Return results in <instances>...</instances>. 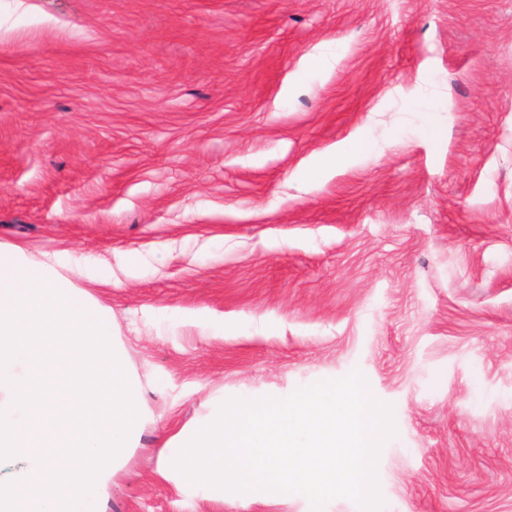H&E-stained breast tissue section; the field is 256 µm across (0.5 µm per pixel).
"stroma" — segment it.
Here are the masks:
<instances>
[{
	"label": "stroma",
	"mask_w": 512,
	"mask_h": 512,
	"mask_svg": "<svg viewBox=\"0 0 512 512\" xmlns=\"http://www.w3.org/2000/svg\"><path fill=\"white\" fill-rule=\"evenodd\" d=\"M373 143L357 153L358 137ZM0 244L78 258L162 441L360 370L381 512H512V0H0Z\"/></svg>",
	"instance_id": "1"
}]
</instances>
